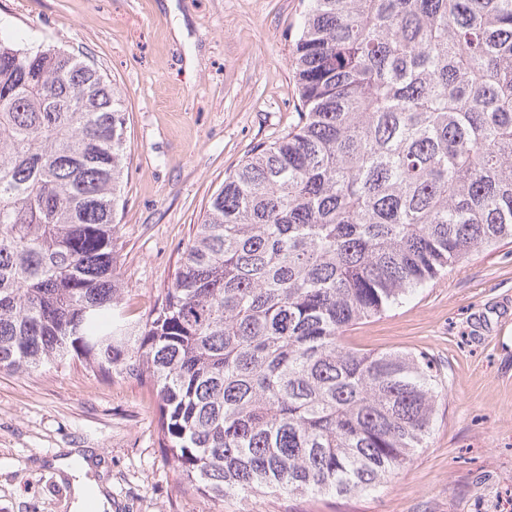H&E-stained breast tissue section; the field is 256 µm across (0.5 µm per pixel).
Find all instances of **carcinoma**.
<instances>
[{"mask_svg": "<svg viewBox=\"0 0 512 512\" xmlns=\"http://www.w3.org/2000/svg\"><path fill=\"white\" fill-rule=\"evenodd\" d=\"M293 63L296 125L224 179L136 318L119 91L0 39V369L148 386L178 476L214 498L404 469L448 392L346 334L512 241V0H308Z\"/></svg>", "mask_w": 512, "mask_h": 512, "instance_id": "obj_1", "label": "carcinoma"}]
</instances>
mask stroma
I'll return each instance as SVG.
<instances>
[{
	"mask_svg": "<svg viewBox=\"0 0 512 512\" xmlns=\"http://www.w3.org/2000/svg\"><path fill=\"white\" fill-rule=\"evenodd\" d=\"M302 0H0V37L62 46L118 88L127 172L117 269L134 314L174 278L210 196L296 121ZM425 355L448 399L427 447L377 491L217 500L160 448L154 397L83 367L0 371V512H71L68 451L95 457L112 512H512V244L348 333Z\"/></svg>",
	"mask_w": 512,
	"mask_h": 512,
	"instance_id": "stroma-1",
	"label": "stroma"
}]
</instances>
